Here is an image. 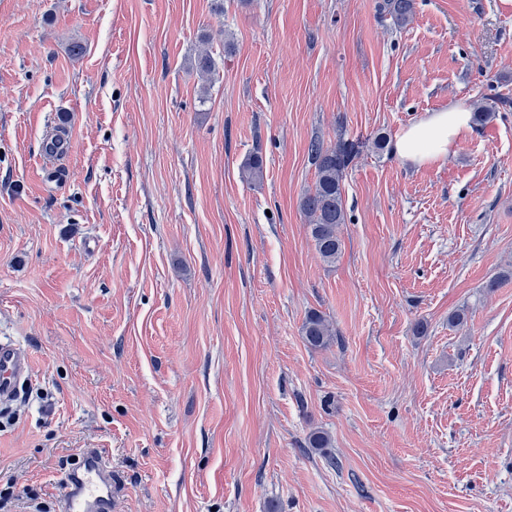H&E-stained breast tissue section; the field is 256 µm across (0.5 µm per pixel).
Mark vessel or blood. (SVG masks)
I'll list each match as a JSON object with an SVG mask.
<instances>
[{"label": "vessel or blood", "instance_id": "b4317fda", "mask_svg": "<svg viewBox=\"0 0 512 512\" xmlns=\"http://www.w3.org/2000/svg\"><path fill=\"white\" fill-rule=\"evenodd\" d=\"M31 366L26 348L0 340V403H9L17 396L31 374ZM64 482L66 491L59 512H112V470L100 450H86Z\"/></svg>", "mask_w": 512, "mask_h": 512}]
</instances>
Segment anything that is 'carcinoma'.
Segmentation results:
<instances>
[{"instance_id":"cac0c4a2","label":"carcinoma","mask_w":512,"mask_h":512,"mask_svg":"<svg viewBox=\"0 0 512 512\" xmlns=\"http://www.w3.org/2000/svg\"><path fill=\"white\" fill-rule=\"evenodd\" d=\"M413 9L414 0H382L379 3L380 13L390 17L399 28L407 24ZM354 153V145L342 139L330 146L319 139L310 144L315 182L305 193L300 207L307 219L315 249L327 264L335 263L341 253L339 228L346 223L343 180ZM303 335L307 345L313 349L324 348L334 340L332 326L316 312L306 316Z\"/></svg>"}]
</instances>
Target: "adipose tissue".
<instances>
[{
	"mask_svg": "<svg viewBox=\"0 0 512 512\" xmlns=\"http://www.w3.org/2000/svg\"><path fill=\"white\" fill-rule=\"evenodd\" d=\"M472 114L464 103L427 113L401 130L393 140L395 156L404 162L424 165L447 157L450 149L471 128Z\"/></svg>",
	"mask_w": 512,
	"mask_h": 512,
	"instance_id": "1",
	"label": "adipose tissue"
}]
</instances>
